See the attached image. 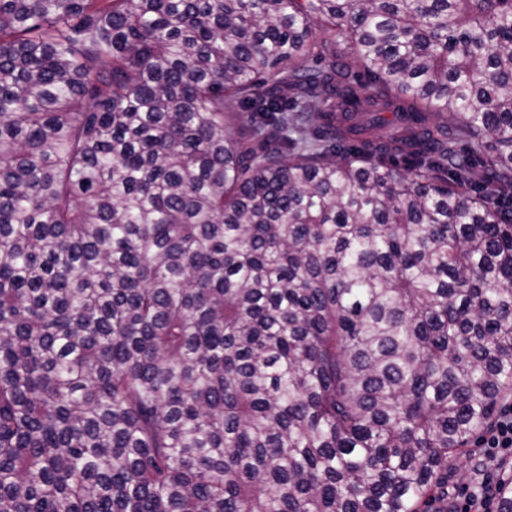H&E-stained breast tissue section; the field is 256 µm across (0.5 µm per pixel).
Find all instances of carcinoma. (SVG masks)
Returning <instances> with one entry per match:
<instances>
[{"mask_svg":"<svg viewBox=\"0 0 512 512\" xmlns=\"http://www.w3.org/2000/svg\"><path fill=\"white\" fill-rule=\"evenodd\" d=\"M512 396V0H0V512H433Z\"/></svg>","mask_w":512,"mask_h":512,"instance_id":"obj_1","label":"carcinoma"}]
</instances>
